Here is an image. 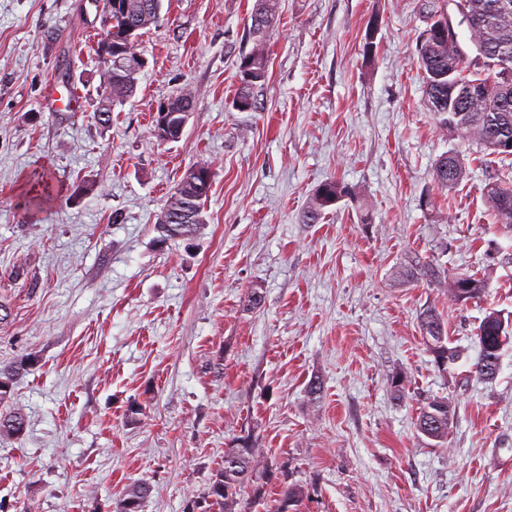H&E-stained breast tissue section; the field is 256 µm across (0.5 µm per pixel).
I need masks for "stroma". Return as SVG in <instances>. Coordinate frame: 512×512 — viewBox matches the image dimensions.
Returning a JSON list of instances; mask_svg holds the SVG:
<instances>
[{"label": "stroma", "instance_id": "1", "mask_svg": "<svg viewBox=\"0 0 512 512\" xmlns=\"http://www.w3.org/2000/svg\"><path fill=\"white\" fill-rule=\"evenodd\" d=\"M253 3L164 0L137 92L103 128L99 8L0 0V362H33L0 402L28 420L0 440V512H113L139 481L144 512H183L243 430L312 485L301 512H512V343L495 379L470 372L485 315L512 326V232L484 197L512 175L429 111L418 0H279L262 108L235 110ZM186 86L183 133L159 142L153 117ZM455 150L469 176L444 189L433 169ZM199 164L206 224L158 242L165 201ZM332 178L353 198L304 223ZM414 253L483 278L486 298L404 282ZM426 307L461 351L444 373ZM433 397L456 405L444 448L415 427ZM423 344L434 358L438 371L447 372L448 365L459 358L457 350L448 347L447 328L442 317L427 307L419 315Z\"/></svg>", "mask_w": 512, "mask_h": 512}]
</instances>
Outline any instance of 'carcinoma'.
<instances>
[{"instance_id": "cac0c4a2", "label": "carcinoma", "mask_w": 512, "mask_h": 512, "mask_svg": "<svg viewBox=\"0 0 512 512\" xmlns=\"http://www.w3.org/2000/svg\"><path fill=\"white\" fill-rule=\"evenodd\" d=\"M102 14L110 17V30L97 41L95 53L102 71L112 72V99H99L93 118L104 128L112 124V106L132 98L138 85V73L128 64V58L119 51L121 36L131 27L137 31L149 29L162 19L163 0H98ZM421 8L432 20L420 36L417 45V64L423 73L424 92L429 110L438 123L467 143H475L486 155L502 160L512 157V149L501 147V140L512 137V77L501 78L499 71H512V0H459L457 10L461 18L471 21L469 39L485 48L481 54L483 67H471L459 41L454 38V24L442 12L437 0H422ZM279 22V0H254L247 20L249 51L242 53L239 78L233 106L239 112L257 109L258 93L266 84L269 70L268 37ZM479 82L482 91L472 99L468 85ZM195 100L193 90L185 88L167 99L170 118L167 129L154 128L157 138L169 136L179 139L181 114L191 112ZM435 181L443 188H453L468 177L460 156L450 153L435 165ZM212 173L205 165L191 166L184 173L164 207L179 205L181 215L174 223L163 222L161 212L155 230L158 241L189 238L206 224L204 203L211 189ZM351 195V190L336 180L319 185L312 193L304 221L316 224L327 208ZM489 210L500 224L512 226V186L491 183L485 188ZM401 277L408 282H425L448 288V299L466 302L479 299L486 293L482 278L475 274L448 275L441 265L419 256L408 258ZM423 344L434 358L435 367L448 371V365L459 358L457 350L448 346L447 328L442 317L432 308L419 315ZM509 340L505 321L498 313L489 312L478 327L475 336L477 356L471 372L485 381L496 377L502 350ZM32 366L29 359L0 364V402L8 399L14 384ZM455 405L451 400L437 398L419 408L416 427L424 437L444 444L453 421ZM27 419L18 409L0 413V438L20 435ZM287 465L277 464L255 447L251 436H236L224 449V465L211 478L207 492L187 500L184 512H252L266 494L278 489L274 512H293L305 496L303 486L289 482ZM150 486L138 482L128 489L126 496L115 506L114 512H141Z\"/></svg>"}]
</instances>
